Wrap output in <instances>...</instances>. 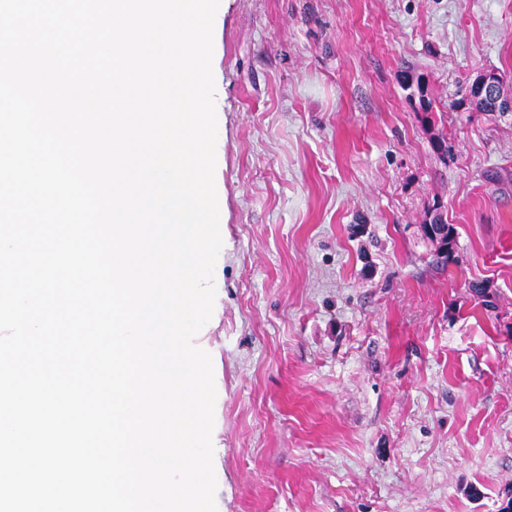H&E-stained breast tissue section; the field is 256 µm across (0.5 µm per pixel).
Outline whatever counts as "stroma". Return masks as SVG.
<instances>
[{"instance_id": "1", "label": "stroma", "mask_w": 512, "mask_h": 512, "mask_svg": "<svg viewBox=\"0 0 512 512\" xmlns=\"http://www.w3.org/2000/svg\"><path fill=\"white\" fill-rule=\"evenodd\" d=\"M212 68L217 512H501L512 112L465 89L512 93V0H222ZM501 77L495 71H487L474 80L470 88L477 98L496 96L501 86Z\"/></svg>"}]
</instances>
